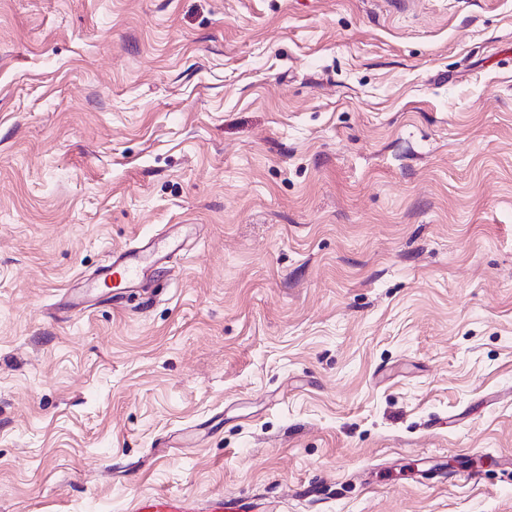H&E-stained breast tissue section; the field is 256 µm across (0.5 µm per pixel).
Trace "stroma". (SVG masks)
Returning <instances> with one entry per match:
<instances>
[{
    "label": "stroma",
    "instance_id": "stroma-1",
    "mask_svg": "<svg viewBox=\"0 0 512 512\" xmlns=\"http://www.w3.org/2000/svg\"><path fill=\"white\" fill-rule=\"evenodd\" d=\"M510 458L512 0H0V512H512ZM140 252L142 251L134 248L114 256L101 266L100 279L104 282L113 279L114 287H117L140 278L144 272ZM133 512H201L197 501L187 495H159L134 502Z\"/></svg>",
    "mask_w": 512,
    "mask_h": 512
}]
</instances>
